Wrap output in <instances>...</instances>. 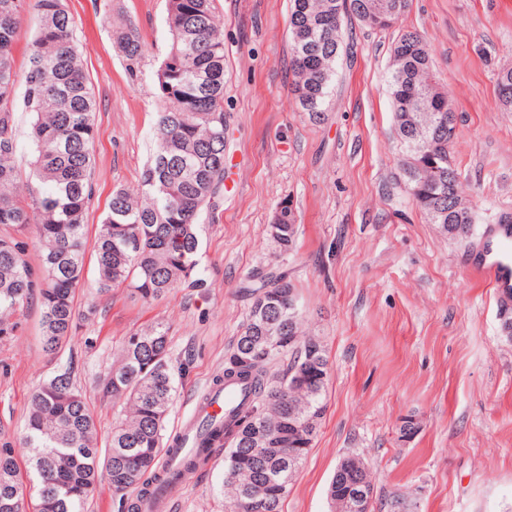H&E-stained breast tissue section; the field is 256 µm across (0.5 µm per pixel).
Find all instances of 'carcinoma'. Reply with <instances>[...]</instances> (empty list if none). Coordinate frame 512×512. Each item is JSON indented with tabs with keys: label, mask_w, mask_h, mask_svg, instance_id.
I'll list each match as a JSON object with an SVG mask.
<instances>
[{
	"label": "carcinoma",
	"mask_w": 512,
	"mask_h": 512,
	"mask_svg": "<svg viewBox=\"0 0 512 512\" xmlns=\"http://www.w3.org/2000/svg\"><path fill=\"white\" fill-rule=\"evenodd\" d=\"M332 0H292L291 92L300 111L324 119L342 24L355 17L379 30L393 27L409 0L395 6L387 21H368L371 0H344V11H330ZM27 0H0V338L21 328L24 310L36 300L42 309L47 351L61 347L76 328V298L84 277L85 215L93 191L96 101L73 38L66 0H37L40 23L18 72L14 59L17 24ZM171 46L157 70L161 108L154 126L156 147L143 170L140 191L117 188L92 249L97 293L128 288L145 301L177 288H201L198 219L215 209L224 181V33L215 0H168ZM114 36L129 69L138 65L144 44L136 26L115 25ZM401 56L392 71L389 95L394 120L421 109L432 114L429 151L403 154L400 168L412 200L433 224L453 239L467 234L470 206L450 149L457 115L440 91L431 69V49L422 34L402 33L391 47ZM24 84L22 98L16 97ZM31 119L29 175L18 186L14 137L17 108ZM34 226L41 251L38 269L24 258L19 239ZM280 252L295 246L294 222L270 224ZM254 298L247 321L213 385H244V399L224 421L202 427L197 452L183 470L157 474L170 440L165 438L169 408L176 396L168 329L150 326L125 337L112 371L99 383L102 396L118 408L107 452L100 453L94 415L66 367L31 394L25 439L31 455L27 478L8 447L0 448V503L20 501L15 512H84L102 480L121 502L122 512H137L133 493L150 482L175 481L193 471L216 442L228 447L221 493L236 512H283V503L325 410L327 354L322 341L288 326V301L296 289L288 272L253 275ZM288 358L273 371L274 361ZM306 386L298 385L299 378ZM368 478L346 457L329 483L328 496Z\"/></svg>",
	"instance_id": "carcinoma-1"
}]
</instances>
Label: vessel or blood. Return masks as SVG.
Segmentation results:
<instances>
[{
	"label": "vessel or blood",
	"instance_id": "b4317fda",
	"mask_svg": "<svg viewBox=\"0 0 512 512\" xmlns=\"http://www.w3.org/2000/svg\"><path fill=\"white\" fill-rule=\"evenodd\" d=\"M475 256L480 269L489 277L495 292L496 301L502 312H512V211L501 210L492 224L486 225L484 237L477 247ZM243 390L236 385H227L224 394L214 400L198 399L195 402L196 414L208 413L221 416L235 406L242 398ZM181 447L170 449L165 454L166 467L176 466L185 448L191 447L195 437L194 422H187L179 429ZM177 492L176 486H168L153 491L142 498L143 512H171Z\"/></svg>",
	"mask_w": 512,
	"mask_h": 512
}]
</instances>
